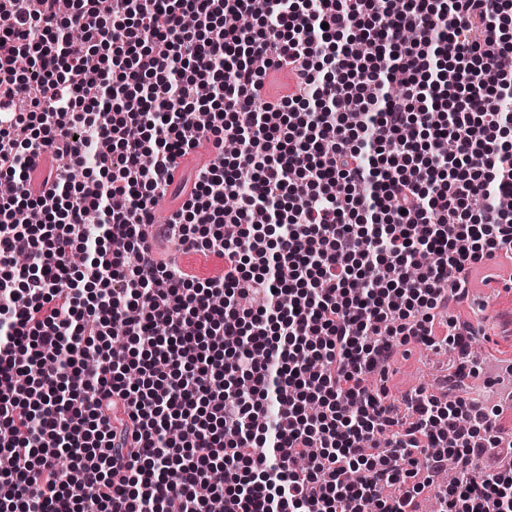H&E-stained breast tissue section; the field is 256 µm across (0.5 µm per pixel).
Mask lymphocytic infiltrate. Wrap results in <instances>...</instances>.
<instances>
[{"mask_svg":"<svg viewBox=\"0 0 512 512\" xmlns=\"http://www.w3.org/2000/svg\"><path fill=\"white\" fill-rule=\"evenodd\" d=\"M401 3L0 0V512H417L426 485L439 512H512L497 410L420 393L402 419L373 387L413 340L476 375L442 310L512 252L493 205L512 196V0ZM284 64L294 91L259 96ZM204 140L214 161L159 229L223 260L201 278L147 237ZM43 153L58 174L36 195ZM89 154L102 179L71 183Z\"/></svg>","mask_w":512,"mask_h":512,"instance_id":"obj_1","label":"lymphocytic infiltrate"}]
</instances>
